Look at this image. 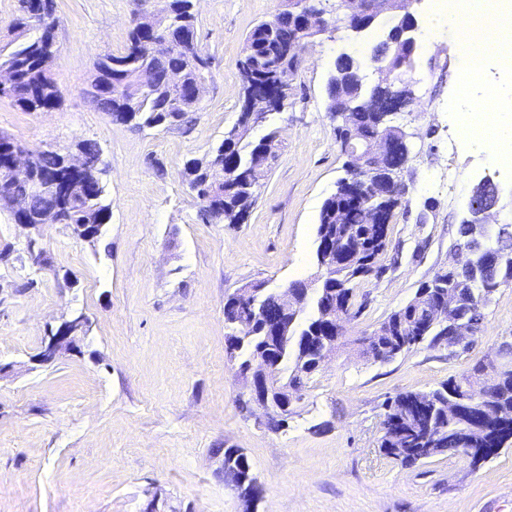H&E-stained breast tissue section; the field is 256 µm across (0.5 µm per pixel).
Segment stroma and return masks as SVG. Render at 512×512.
<instances>
[{
	"label": "stroma",
	"mask_w": 512,
	"mask_h": 512,
	"mask_svg": "<svg viewBox=\"0 0 512 512\" xmlns=\"http://www.w3.org/2000/svg\"><path fill=\"white\" fill-rule=\"evenodd\" d=\"M279 0H194L198 45L208 59L200 104L187 123L136 128L112 121L85 89L95 63L125 48L142 0H54L59 105L21 111L0 97V132L29 147L102 151L112 217L94 241L63 224L27 227L0 210V512H239L224 481V451L241 449L264 489L258 512H512V447L480 468L437 456L402 467L378 447L382 404L427 391L512 345V287H500L470 351L419 346L389 363L366 360L354 340L404 305L419 285L458 259L452 247L474 186L498 190L492 221L512 224V176L490 175L488 149L448 151V132L421 101L457 112L465 100L512 97V75L483 72L462 84L457 33L426 0L414 10L448 54L420 47L415 100L399 115L414 134L409 192L391 226L385 272L360 283L364 312L309 382L286 427L246 417L243 385L225 352L224 298L246 284L280 292L314 283V228L344 177L325 86L338 51L361 57L383 38L344 31L308 39L291 104L273 114L279 156L247 223L202 220L187 164L205 158L237 120V63L248 32ZM451 165L458 199L435 179ZM38 239L50 263L27 253ZM84 313L78 348L36 359L49 329Z\"/></svg>",
	"instance_id": "35a3bbf8"
}]
</instances>
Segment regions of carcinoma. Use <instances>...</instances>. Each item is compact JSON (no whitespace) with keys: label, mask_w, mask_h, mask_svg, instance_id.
Masks as SVG:
<instances>
[{"label":"carcinoma","mask_w":512,"mask_h":512,"mask_svg":"<svg viewBox=\"0 0 512 512\" xmlns=\"http://www.w3.org/2000/svg\"><path fill=\"white\" fill-rule=\"evenodd\" d=\"M188 0H173L172 15L160 21L153 40L160 43L156 51L142 42L138 31L129 33L128 44L119 54L101 58L91 75L90 87L97 105L112 119L125 123L155 127L181 122L191 109L174 105L176 90L169 83L175 71L194 79L205 75L207 58L198 47L195 16L187 14ZM57 24L54 0H28V8L19 10L13 27L20 29L9 43L0 46V67L7 66L16 74L15 84L1 91L0 97L11 98L22 110L38 112L58 106L60 94L51 76L43 68L44 59L55 55L54 32ZM300 37L297 20L274 14L256 25L246 36L242 57L245 62L238 71L246 72L250 80L274 85L280 73L288 67V49ZM387 66L398 73L413 69L415 56L391 51ZM371 61L339 55L326 84L327 109L336 113L335 140H340L347 124L361 129L371 139L391 135L381 122L382 113L370 112L366 100L371 95L365 71ZM151 70L152 84L141 87L137 74ZM124 84L131 97L127 107L112 98V83ZM254 127L241 130L234 127L224 133L221 144L205 159L194 160L187 167L189 185L199 195L214 191L219 195L221 211L216 222L243 224L256 201L258 186L249 182L252 171L267 156L276 129L268 128L253 136ZM84 159L83 181L65 196L29 192L17 189L21 211L30 223L51 211H59L62 223L70 228L77 224L105 225L111 218L110 205L105 203L100 148L85 141L77 145ZM62 153L41 149L36 165L47 176L60 170ZM411 161L410 147L391 156V163L346 172L336 182V189L320 208L315 224L316 252L329 245L336 247V269L318 278L313 293L307 285L293 281L288 285L289 299L294 301L289 318L293 319L288 335L292 339L268 354L263 333L226 351L227 357L248 366L257 363L266 367L275 379L274 397L285 400L302 399L308 381L316 374L314 365L323 350L325 316L342 312L359 316L364 302L358 301L357 285L383 274L381 257L387 251L390 238L385 224H372L368 211L402 206L409 187L403 179ZM479 230L473 223L462 221L457 229L454 249L461 253L458 266L441 269L420 284L414 296L392 311L370 333V343L358 349L359 354L375 362H388L412 348L427 344L453 345L456 330L482 331L483 309L490 296L502 284H512V224H497L492 228L486 249L471 246ZM455 295V306L445 322L433 323L432 309L447 293ZM485 399L501 410L512 413V370L484 372L475 364L458 376H451L434 389L425 392L407 391L386 399L384 406L398 407L384 412L382 419V452L404 466L421 462L415 449L424 445L431 455L465 456L470 465L478 467L488 461L486 456L466 454L468 448H507L512 445V431L490 424L448 417V402L460 397ZM251 468L247 455L237 448L224 449V475L237 479Z\"/></svg>","instance_id":"carcinoma-1"}]
</instances>
